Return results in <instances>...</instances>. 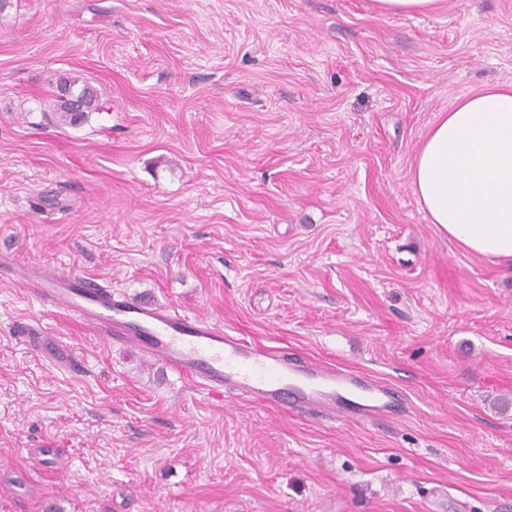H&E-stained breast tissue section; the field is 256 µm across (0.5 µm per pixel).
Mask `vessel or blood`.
Masks as SVG:
<instances>
[{"mask_svg": "<svg viewBox=\"0 0 512 512\" xmlns=\"http://www.w3.org/2000/svg\"><path fill=\"white\" fill-rule=\"evenodd\" d=\"M41 306L62 309L108 340L137 349L189 377L196 390H227L284 411L332 418L392 416L397 394L386 384L313 359H294L225 334L199 314L114 298L97 280L43 266L17 271Z\"/></svg>", "mask_w": 512, "mask_h": 512, "instance_id": "1", "label": "vessel or blood"}]
</instances>
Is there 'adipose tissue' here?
Returning a JSON list of instances; mask_svg holds the SVG:
<instances>
[{
  "label": "adipose tissue",
  "instance_id": "ef3b65f1",
  "mask_svg": "<svg viewBox=\"0 0 512 512\" xmlns=\"http://www.w3.org/2000/svg\"><path fill=\"white\" fill-rule=\"evenodd\" d=\"M410 185L443 235L512 266V84L484 87L439 113L415 155Z\"/></svg>",
  "mask_w": 512,
  "mask_h": 512
}]
</instances>
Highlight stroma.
<instances>
[{"instance_id": "stroma-1", "label": "stroma", "mask_w": 512, "mask_h": 512, "mask_svg": "<svg viewBox=\"0 0 512 512\" xmlns=\"http://www.w3.org/2000/svg\"><path fill=\"white\" fill-rule=\"evenodd\" d=\"M64 77L99 96L76 126ZM495 83L512 0H10L0 254L373 375L404 415L208 397L0 280V512H512V269L410 187ZM440 0H374V7L385 15H422L432 12L438 7Z\"/></svg>"}]
</instances>
